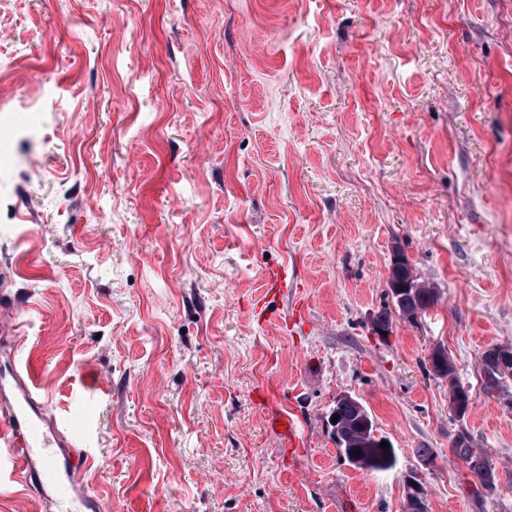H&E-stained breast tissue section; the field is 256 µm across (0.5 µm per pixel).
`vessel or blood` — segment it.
<instances>
[{
    "instance_id": "obj_1",
    "label": "vessel or blood",
    "mask_w": 512,
    "mask_h": 512,
    "mask_svg": "<svg viewBox=\"0 0 512 512\" xmlns=\"http://www.w3.org/2000/svg\"><path fill=\"white\" fill-rule=\"evenodd\" d=\"M41 373L42 366L35 361L0 371V447L7 451L6 465L22 485L52 486L58 499L82 497L95 510L99 503L86 497L75 463L63 464L58 459L60 451L73 447L89 417L83 414L62 420L39 392ZM266 414L272 424L281 427L286 441H297V425L290 415L274 404L267 406Z\"/></svg>"
}]
</instances>
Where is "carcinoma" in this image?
I'll use <instances>...</instances> for the list:
<instances>
[{"instance_id": "cac0c4a2", "label": "carcinoma", "mask_w": 512, "mask_h": 512, "mask_svg": "<svg viewBox=\"0 0 512 512\" xmlns=\"http://www.w3.org/2000/svg\"><path fill=\"white\" fill-rule=\"evenodd\" d=\"M436 299V291L430 285L419 282V285L410 289L403 299L393 301L394 309L388 308L381 311L375 318V322L387 327H392L393 319L413 323L417 315L423 313ZM494 349H489L482 354L480 359V377L485 394L492 396L501 392L509 381L512 380V362L507 368H502L499 362L491 358ZM427 362L429 372L433 375L448 380L449 408H454L457 392L463 389L456 376V368L448 352L441 346L432 349ZM335 414L339 415L338 430L336 433V445L340 456L349 464L360 461L358 468L370 472H386L396 464L394 449H384L377 439L373 420L365 406L356 398H345L336 402L333 407ZM361 451L360 456L353 455L355 451ZM452 456L460 459L474 476L472 491L477 497H483L489 490H495L497 476L492 464L488 449L478 448L472 437L465 431L457 434L450 448Z\"/></svg>"}]
</instances>
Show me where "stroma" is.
<instances>
[{
    "label": "stroma",
    "instance_id": "1",
    "mask_svg": "<svg viewBox=\"0 0 512 512\" xmlns=\"http://www.w3.org/2000/svg\"><path fill=\"white\" fill-rule=\"evenodd\" d=\"M397 243L437 297L383 338ZM0 306L57 411L90 406L108 512H404L413 474L430 512H512V402L479 375L512 347V0H0ZM343 393L392 470L339 456ZM442 357L444 360L443 368L440 369L436 364V358ZM427 362L431 369H427L434 376L441 379H448L449 389V408L453 415L457 418H464L465 415L459 416L454 409V403L457 396V410H462L467 402H469L467 392H458L459 390L465 389L457 380L456 368L453 360L449 357L447 350L444 347L436 346L432 349ZM458 392V395H457ZM262 398L264 409H266L265 414L268 416L269 420L275 425L286 441L291 444H296L298 431L295 420L290 415L283 412L277 405H274L273 402L270 405L267 396L262 395ZM279 426H284V429H279ZM452 444L453 446L449 450L451 455L460 459L475 478L471 480L473 494L482 498L487 495L486 492L489 489V492H494L497 476L488 449L477 448L474 440L466 431L458 433ZM478 461L483 465L475 466ZM479 468H482L483 471Z\"/></svg>",
    "mask_w": 512,
    "mask_h": 512
}]
</instances>
